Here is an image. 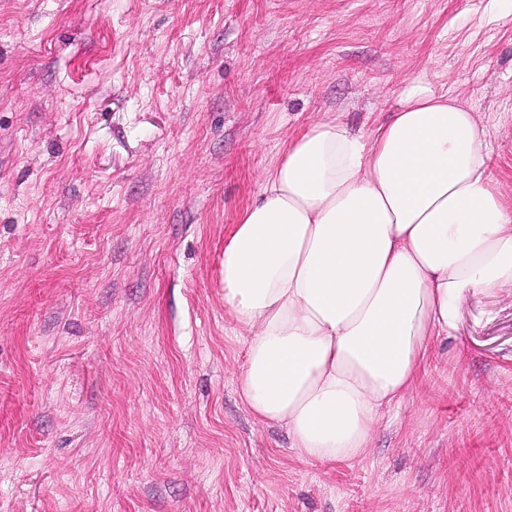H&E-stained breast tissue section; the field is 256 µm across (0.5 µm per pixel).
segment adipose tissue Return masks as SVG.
I'll return each instance as SVG.
<instances>
[{"label": "adipose tissue", "instance_id": "ef3b65f1", "mask_svg": "<svg viewBox=\"0 0 512 512\" xmlns=\"http://www.w3.org/2000/svg\"><path fill=\"white\" fill-rule=\"evenodd\" d=\"M490 157L473 112L415 89L372 135L314 123L234 226L224 302L253 332L240 396L305 458H357L464 294L512 286Z\"/></svg>", "mask_w": 512, "mask_h": 512}]
</instances>
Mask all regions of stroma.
Segmentation results:
<instances>
[{
  "instance_id": "1",
  "label": "stroma",
  "mask_w": 512,
  "mask_h": 512,
  "mask_svg": "<svg viewBox=\"0 0 512 512\" xmlns=\"http://www.w3.org/2000/svg\"><path fill=\"white\" fill-rule=\"evenodd\" d=\"M415 87L512 204L499 0H0V512H512V288L465 295L357 459L239 398L234 225L312 124Z\"/></svg>"
}]
</instances>
